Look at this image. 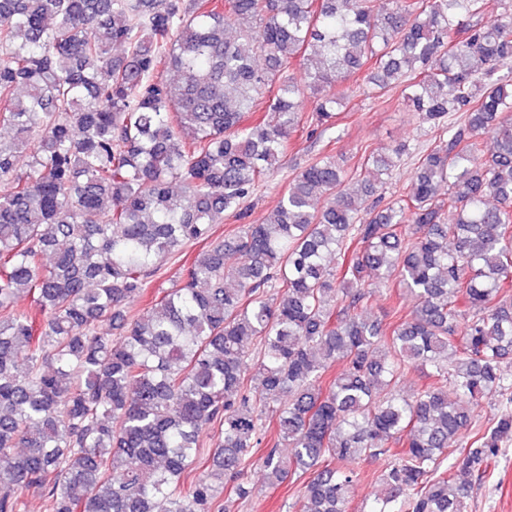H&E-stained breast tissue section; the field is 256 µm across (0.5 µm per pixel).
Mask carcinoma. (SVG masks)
Returning a JSON list of instances; mask_svg holds the SVG:
<instances>
[{
	"instance_id": "obj_1",
	"label": "carcinoma",
	"mask_w": 512,
	"mask_h": 512,
	"mask_svg": "<svg viewBox=\"0 0 512 512\" xmlns=\"http://www.w3.org/2000/svg\"><path fill=\"white\" fill-rule=\"evenodd\" d=\"M499 8L0 0V512L29 491L43 512H215L226 485L251 493L257 462L295 487L296 512H347L354 465L379 456L368 512H466L512 438V80L495 76L512 0ZM365 70L435 132L409 188L383 206L393 157L354 171L329 150L263 223L215 236L224 213L246 217L305 99L323 133L336 86ZM265 97L273 124L250 119ZM372 279L414 299L387 333L363 315ZM412 369L433 382L405 398ZM492 392L503 409L473 427Z\"/></svg>"
}]
</instances>
